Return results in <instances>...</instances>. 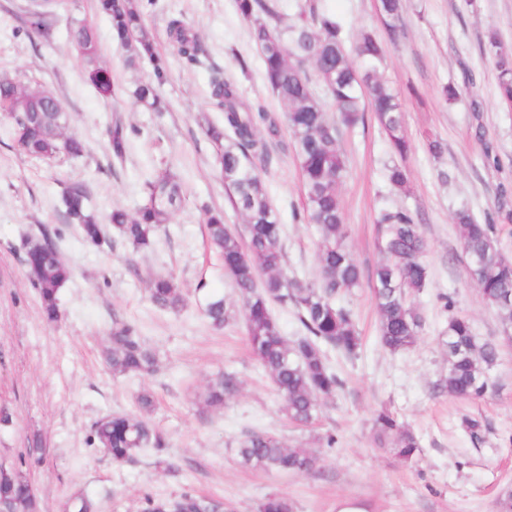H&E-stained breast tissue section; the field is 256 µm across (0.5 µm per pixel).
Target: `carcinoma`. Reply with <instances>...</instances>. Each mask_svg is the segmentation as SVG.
Returning <instances> with one entry per match:
<instances>
[{
  "instance_id": "1",
  "label": "carcinoma",
  "mask_w": 512,
  "mask_h": 512,
  "mask_svg": "<svg viewBox=\"0 0 512 512\" xmlns=\"http://www.w3.org/2000/svg\"><path fill=\"white\" fill-rule=\"evenodd\" d=\"M144 0H98L99 11L111 23L112 40L125 54L126 66L137 68L147 60L152 76L136 83L132 97L138 107L150 112L165 108L160 88L167 80L164 62L157 52L155 38L147 27ZM50 0L33 4L26 25L39 33L48 31L45 19ZM242 17L251 24V37L263 63L271 92L287 109L285 119L294 139V149L302 175L307 224L319 233L320 277L314 281L289 278L283 268L286 254L283 227L260 176L268 161L265 137L279 134L275 120L256 112L239 94L233 82L216 71L211 78L213 105L224 112V122L211 126L207 135L217 147L216 162L232 208L243 218L246 235L241 236L224 224L220 211L206 218L210 248L224 261L242 302L240 309L222 297L211 299L204 314L214 329L240 316L254 358L269 374L282 399L281 410L294 424L308 426L318 417L324 401L332 397L341 381L331 367L323 347L347 358L356 357L362 347L352 310L340 297L362 285L363 273L345 245L347 225L341 206L340 189L348 173V160L341 145L340 128L365 124L367 113L384 134L392 155L386 165L389 185L408 192L409 176L404 159L409 140L399 98L383 75V48L371 33L361 36L357 54L363 60L354 66L345 45L342 21L322 11L316 0L298 4L297 19L285 21L277 0H237ZM402 0H380L384 25L393 30L400 18ZM168 36L177 53L187 62H200L202 42L181 17L168 21ZM71 47L80 61L86 82L104 100L115 95L112 71L101 62L97 29L86 20L75 21L69 32ZM487 48L496 59L498 96L512 104V55L503 51L495 36ZM0 109L13 122V136L19 150L37 159L61 154L79 158L86 151L80 139L64 133L66 112L51 92L19 80L0 78ZM266 124V136L259 124ZM133 129L117 117L107 129L112 162L122 163ZM88 187L73 182L62 191L65 219L79 228L83 240L97 245L105 237L104 225L88 212ZM184 200L182 189L168 170L154 172L144 182L142 203L131 214L114 207L107 216L113 233L131 254L149 250L160 227ZM458 239L466 258V271L484 300L493 307L504 327L512 329V260L499 243L492 220L478 222L467 209L455 213ZM56 231H44L42 239L28 250L29 280L39 290L43 313L50 321L58 317V292L70 278V268L62 260ZM377 248L381 261L370 282L379 313L381 345L393 352L416 346L422 317L413 300L428 287L430 272L424 262L427 241L421 223L405 206L384 207L377 218ZM152 302L162 310L181 312L186 299L171 276L150 279ZM291 309L302 335L290 340L282 335L273 315V306ZM447 374L440 388L459 399H481L496 390L492 371L499 360V346L481 342L473 333L469 318L453 314L448 319ZM105 359L113 375L143 377L157 368V353L146 344L136 325L112 323L107 337ZM235 391L232 377L213 379L204 393V404L218 408L225 396ZM138 412L112 414L94 426L93 443L116 464H132L141 453L151 450L155 463L170 466L163 458L169 442L148 418L154 407L153 396L142 392L136 397ZM379 436L389 439L388 451L410 461L419 448L414 432L390 412L383 410L375 419ZM240 465L265 472L303 474L315 470L320 453L309 448H290L279 437L253 432L238 443ZM38 502L28 494L26 475L16 469H0V512H38ZM86 495L73 494L66 512H94ZM140 512H224V501L184 493L168 499L147 495ZM258 512H293L288 497L271 494L258 506Z\"/></svg>"
}]
</instances>
